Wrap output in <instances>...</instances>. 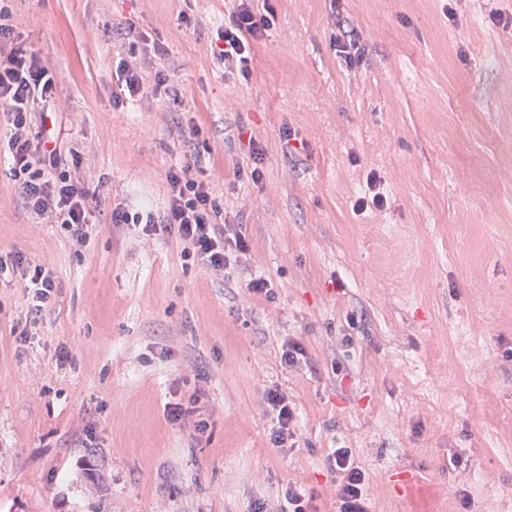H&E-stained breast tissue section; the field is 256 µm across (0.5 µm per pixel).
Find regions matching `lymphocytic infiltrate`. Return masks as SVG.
Returning <instances> with one entry per match:
<instances>
[{
  "mask_svg": "<svg viewBox=\"0 0 512 512\" xmlns=\"http://www.w3.org/2000/svg\"><path fill=\"white\" fill-rule=\"evenodd\" d=\"M237 2L230 23L216 31L217 54L225 69L247 78L253 62L252 45L264 38L272 12L261 0ZM8 18V12L0 10V111L10 126L4 148L10 175L37 221L64 226L72 240L82 246L88 239V194L80 180L72 178L60 150L53 147L48 126L37 129L32 124L33 114L48 116L56 93L55 79L37 54L13 47L14 28ZM167 183L168 204L162 213L133 212L118 206L112 211L113 223L139 224L146 235L173 238L217 275L248 253L249 243L241 225L218 223L220 210L208 183L197 177L194 164L171 167ZM9 275L19 277L31 299L32 313H41L56 286L52 272L17 253L0 258V277ZM261 406L275 421L272 444L285 447L295 435V414L287 394L278 388L267 390ZM330 467L336 474L339 512H368L364 475L349 451L334 449Z\"/></svg>",
  "mask_w": 512,
  "mask_h": 512,
  "instance_id": "obj_1",
  "label": "lymphocytic infiltrate"
}]
</instances>
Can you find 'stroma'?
Here are the masks:
<instances>
[{"instance_id":"1","label":"stroma","mask_w":512,"mask_h":512,"mask_svg":"<svg viewBox=\"0 0 512 512\" xmlns=\"http://www.w3.org/2000/svg\"><path fill=\"white\" fill-rule=\"evenodd\" d=\"M0 6L55 76V138L94 197L74 247L0 156V253L56 279L37 319L0 284V512H279L290 483L338 512L337 448L369 512H512V0H269L246 80L211 50L235 0ZM130 22L172 91L118 107ZM343 29L365 47L350 64ZM252 136L256 183L237 173ZM193 158L250 245L221 276L112 221L163 211ZM371 175L387 204L361 210ZM275 387L284 448L259 405ZM261 406L275 421L270 441L276 447L284 448L288 439L295 436V414L288 404V395L280 388L268 389L262 396Z\"/></svg>"}]
</instances>
